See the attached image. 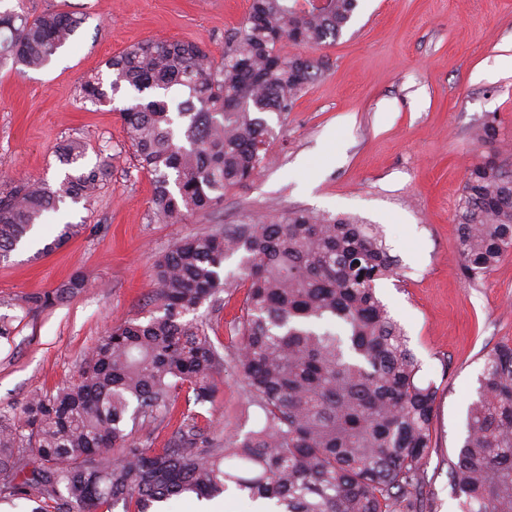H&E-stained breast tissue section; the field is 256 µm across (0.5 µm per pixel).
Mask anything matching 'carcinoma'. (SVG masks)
<instances>
[{"label":"carcinoma","instance_id":"cac0c4a2","mask_svg":"<svg viewBox=\"0 0 512 512\" xmlns=\"http://www.w3.org/2000/svg\"><path fill=\"white\" fill-rule=\"evenodd\" d=\"M250 0L220 60L196 43L144 40L105 61L79 97L119 93L126 140L151 176L159 221L207 210L254 178L272 128L264 113L292 111L321 69L298 52L336 40L357 0ZM67 11L34 18L0 12V65L40 69L73 38ZM296 49L283 51L284 46ZM486 154L468 169L458 207L465 277L491 271L512 251L511 153L495 121L476 133ZM79 139L60 147L64 176L0 181V259L46 214L93 199L111 177L85 162ZM66 223L51 252L82 232ZM237 262V272L226 264ZM398 264L373 224L290 210L274 220L226 224L177 241L156 262L157 313L119 321L85 355L77 377L0 418V474L14 475L31 449L41 467L11 485L31 512H162L173 497L212 499L234 489L275 512H419L421 470L431 447L436 390L401 327L377 297ZM245 287L227 357L187 315L221 291ZM229 365L247 404L262 415L241 436L209 439L196 408L214 401V375ZM189 411L176 448L154 452L136 437L179 391ZM122 449L112 457L111 450ZM461 512H512V345L487 354L467 431L451 463Z\"/></svg>","mask_w":512,"mask_h":512}]
</instances>
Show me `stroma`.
Masks as SVG:
<instances>
[{"mask_svg": "<svg viewBox=\"0 0 512 512\" xmlns=\"http://www.w3.org/2000/svg\"><path fill=\"white\" fill-rule=\"evenodd\" d=\"M249 0H0V10L35 17L65 10L80 18L75 40L40 70L0 67V178L64 174L57 149L69 138L86 159L108 157L112 178L89 204L48 213L36 233L54 238L67 222L80 236L46 256L13 251L0 262V414H19L37 392L78 374L112 322L148 320L157 307L154 262L181 238L225 224L262 220L294 208L352 216L378 225L397 276L378 297L405 330L433 385L432 443L424 463L426 512H460L448 471L466 435L484 357L512 343V254L489 273L466 279L457 253L456 214L466 171L477 156L474 133L495 121L512 144V0H358L333 42L315 55L323 69L293 111L267 114L269 162L221 204L174 224L153 219L150 177L139 170L112 105L78 101L80 85L105 61L145 39L203 43L220 56L244 21ZM84 286L63 287L74 277ZM58 295L49 308L34 297ZM244 292L220 293L195 316L223 348ZM219 394L206 405L210 433L256 428L230 367L216 374ZM187 415L177 400L138 436L156 450L177 444Z\"/></svg>", "mask_w": 512, "mask_h": 512, "instance_id": "obj_1", "label": "stroma"}]
</instances>
